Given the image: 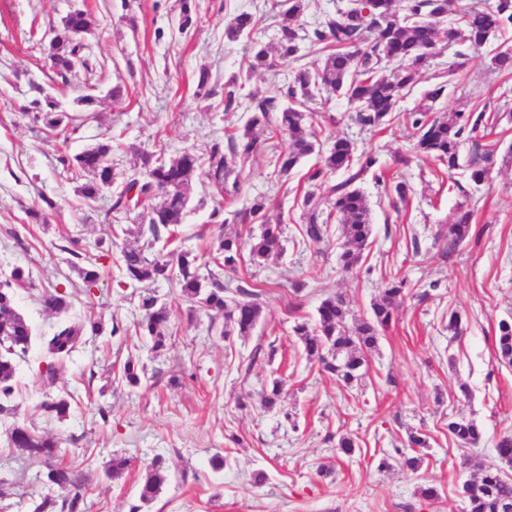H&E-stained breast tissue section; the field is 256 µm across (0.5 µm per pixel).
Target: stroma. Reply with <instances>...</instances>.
I'll return each instance as SVG.
<instances>
[{"instance_id": "1", "label": "stroma", "mask_w": 512, "mask_h": 512, "mask_svg": "<svg viewBox=\"0 0 512 512\" xmlns=\"http://www.w3.org/2000/svg\"><path fill=\"white\" fill-rule=\"evenodd\" d=\"M345 2L310 0L300 60L252 73L249 40L276 43L275 0H0V284L8 285L37 338L15 357L10 411L0 414V512H26L49 492L45 464L11 445L10 416L61 440L62 461L83 484L85 512H468L462 484L498 465L497 440L512 431V366L495 356L498 324L512 319V76L489 65L494 52H512V29L478 50L436 47L400 100L399 118L382 128L360 126L341 96L306 102L304 124L319 150L289 176L278 175L272 157L287 149V137L264 131L238 168L235 195L193 180L174 247L198 255L201 276L262 289L264 319L246 337L222 336L223 319L182 294L178 270L151 285L128 279L121 251L141 216H108L112 193L85 198L81 188L91 174L65 163L102 143L111 144L119 174L142 152L208 157L213 145L227 146L229 134L242 129L252 96L274 94L298 64L317 60L312 31ZM186 6L193 23L183 30L178 21ZM77 11L89 24L84 42L92 67H74L64 86L50 43ZM241 12L258 24L250 39L229 42L224 26ZM204 67L210 78L202 88ZM232 76L244 89L228 109L224 84ZM444 81L448 91L433 102L432 115L482 107L488 123L462 145L463 167L440 179L412 155L416 136L404 115ZM42 91L69 112L70 127L50 129L28 112ZM89 92L92 105L77 103ZM339 137L375 154L382 172L359 185L372 235L349 272L340 265L338 229L316 250L302 239L305 175ZM400 152L407 164L395 163ZM474 166L486 172L478 184L470 179ZM399 181L408 187L403 199L393 190ZM259 195L269 222L282 228L284 252L225 272L210 245L225 232L248 234L249 225L232 216ZM219 207L225 221L216 224L211 214ZM461 207L474 212L472 235L452 250L442 233ZM91 264L100 278L89 293L78 270ZM17 267L29 272V285L8 284ZM396 274L408 281L396 321L382 332L358 382L337 383L307 359L293 326L315 322L330 295L345 299L351 319L367 316ZM296 282L301 292H293ZM63 291L87 330L73 361L49 383L38 373L39 339L57 317L43 299ZM148 295L172 316L167 347L157 354L138 333ZM453 314L461 319L456 332L448 328ZM130 363L139 383L125 377ZM275 386L280 395L265 406ZM59 398L71 401L64 419L42 408ZM452 417L477 423L476 447L459 450L447 430ZM416 432L428 445L412 470L405 460ZM344 436L356 442L348 455L338 450ZM115 453L130 457L131 467L114 480L104 465ZM217 455L226 459L219 470L211 463ZM155 459L169 480L146 504L138 488ZM427 486L435 487V498L420 496Z\"/></svg>"}]
</instances>
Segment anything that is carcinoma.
Wrapping results in <instances>:
<instances>
[{"label":"carcinoma","mask_w":512,"mask_h":512,"mask_svg":"<svg viewBox=\"0 0 512 512\" xmlns=\"http://www.w3.org/2000/svg\"><path fill=\"white\" fill-rule=\"evenodd\" d=\"M309 0H287L278 13L279 58L296 59L300 50L299 21L308 10ZM257 20L249 13L233 17L224 28V38L237 42L250 35ZM512 27V0H499L496 9L486 11L471 8L455 17H448V0H406L399 6L397 0H348V5L327 16L320 27L313 31L315 43L323 45L326 55L313 66L300 67L289 76L284 98L276 96L251 99L244 131L239 138H230L229 152L212 146L206 164L191 152L177 158L164 159L142 153L139 163L122 177L121 190L116 194L111 210L126 214L142 209L147 223L137 225L136 237L146 238L142 247L122 250L126 276L139 283L156 282L169 278L171 260L149 257L146 248L161 240L170 227L183 222L192 180L200 175L227 196L237 192V183H229L237 165L245 161L256 149V128L274 127L288 136V150L278 154V172L286 176L301 158L315 151V133L304 128V113L296 106L302 99H312L323 92L342 95L355 106L356 120L366 127H379L389 122L398 100L405 90L414 87L416 77L430 64L437 39L444 46H467L480 49L490 37ZM88 30L84 13L76 12L64 20L65 41L70 45L69 55H53L56 75L66 79L76 63L90 67L89 59L82 55V34ZM250 70L255 72L275 68L269 51L252 41ZM384 58H395L400 65L387 70L382 67ZM416 130L414 150L433 161L435 171L451 172L461 167L460 145L465 136L475 133L484 120V111L448 112L442 116L430 115V108L419 107L409 113ZM111 146L101 144L77 154L72 165L93 175V181L82 187V195L95 198L100 191L109 189L115 180L110 178L109 153ZM378 159L372 154L354 155V146L346 138L336 139L321 165L308 172V181L314 189L303 195L305 216L304 238L313 246L319 245L328 233V220L323 214L336 217L340 224L342 269L350 271L360 263L369 245L371 224L369 206L364 194L355 183L376 171ZM343 172L345 178L337 181L333 174ZM162 198L153 204L156 198ZM265 198L257 197L249 205L234 212L240 224H258L260 233L244 241L241 235H222L217 238L215 260L227 271L238 269L243 251L250 260L262 263L283 252L281 227L268 223L265 215ZM473 213L459 208L455 220L448 225L447 236L454 243L466 241L472 229ZM180 273L179 286L190 301L224 317L221 335H250L263 317L260 302L261 290L252 284L238 285L231 290L217 278L205 280L199 274L197 257L189 252L176 256ZM407 279L394 276L386 282L378 299L371 306L368 317L348 324L349 310L339 296L324 298L318 308L315 324H295L293 332L301 340L306 356L318 361L345 385L359 378L367 354L378 343L380 332L395 321L399 307L405 299ZM45 305L52 311L66 313L72 307L69 296L58 292L46 298ZM143 319L140 330L151 341V350L166 348L171 314L158 304L153 296L142 299ZM84 334V323L62 319L53 332L41 339L43 356L48 360L42 375L53 381L57 370L63 367L77 350ZM32 343L31 327L17 311L13 294L0 288V399L8 400L14 392L16 364L14 355L26 352ZM496 355L512 365V322L501 321L496 336ZM450 434L461 448L478 444L481 431L472 421H448ZM9 441L35 460L48 464L47 484L64 492L60 501L48 497L32 503L31 512H46L50 505H60L59 512H83L82 486L73 471L52 462L60 442L53 437L39 435L27 426L15 422L7 430ZM496 451L499 459L512 464V433L502 435ZM130 467V459L114 454L109 461L107 474L116 479ZM168 475L159 463L147 467L145 480L139 488V499L149 503L155 499L167 482ZM470 512H512V478L505 476L497 466L487 467L480 477L470 482L467 497Z\"/></svg>","instance_id":"carcinoma-1"}]
</instances>
